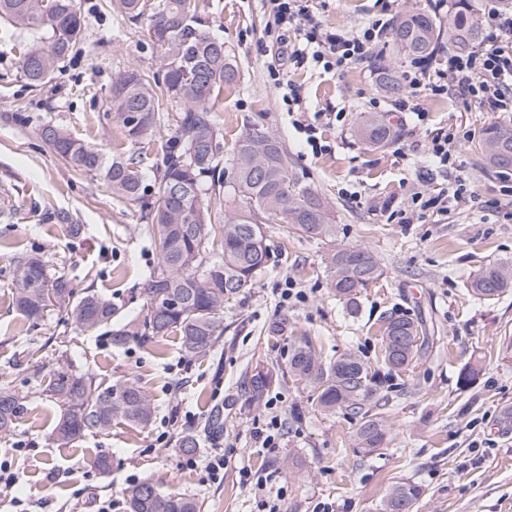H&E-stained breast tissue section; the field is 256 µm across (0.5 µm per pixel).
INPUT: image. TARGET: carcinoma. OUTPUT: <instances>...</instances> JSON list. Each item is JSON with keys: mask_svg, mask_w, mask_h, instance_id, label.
I'll return each mask as SVG.
<instances>
[{"mask_svg": "<svg viewBox=\"0 0 512 512\" xmlns=\"http://www.w3.org/2000/svg\"><path fill=\"white\" fill-rule=\"evenodd\" d=\"M197 2L110 0L115 12L145 25L163 79L138 68L117 70L110 89L109 122L133 145L150 143L162 124L174 123L159 168V203L147 213L149 230L160 246L157 265L145 281V315L113 330L112 346L117 348L137 338L159 340L173 333L186 355H211L224 335V304L250 287L271 258L266 221L279 215L301 238L336 237L329 207L313 188L292 179L288 156L275 137L262 169L261 149L255 145L258 131L241 134L230 158L235 180L224 185V130L213 112L224 91L236 88L239 68L224 42L208 34ZM476 3L451 0L445 25L424 10L404 12L393 20L386 43L393 54L414 60L430 57L444 42L452 50L469 51L481 35ZM0 20L34 36L20 64L24 77L35 85L49 79L82 38L83 20L72 0H0ZM376 78L388 94H400L389 66H378ZM166 103L175 104V113L164 108ZM356 135L367 145L383 147L397 133L389 115L370 112L360 119ZM42 136L73 170L103 177L118 197L143 198L141 153L109 157L57 125L44 126ZM478 147L490 166L512 169V126L489 125ZM324 263L336 297L350 313H358L357 294L382 275L377 259L364 248L341 247L327 253ZM10 276L13 304L29 320L37 321L67 301L73 323L84 333L111 323L116 315L112 300L89 288L75 297L72 281L51 276L42 256L18 258ZM510 289L512 267L506 264L490 265L472 281L480 299ZM421 332L420 325L407 318L387 320L382 341L389 370L397 372L413 362L424 345ZM288 374L311 384V404L318 410L360 416L355 434L360 452L370 455L386 447L387 422L366 409L375 392V374L359 356L346 353L327 361L312 337L297 336ZM276 380L274 367L254 370L247 382L249 401L261 402ZM44 392L60 407L52 439L64 448L89 434L109 431L116 421L146 427L155 414L152 398L132 379L112 381L60 368ZM21 409L22 397L1 386V434L14 429ZM125 495L127 512H200L198 502L162 491L156 479L126 489ZM423 496L422 485L400 481L385 495L383 512H414Z\"/></svg>", "mask_w": 512, "mask_h": 512, "instance_id": "obj_1", "label": "carcinoma"}]
</instances>
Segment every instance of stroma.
<instances>
[{
	"label": "stroma",
	"mask_w": 512,
	"mask_h": 512,
	"mask_svg": "<svg viewBox=\"0 0 512 512\" xmlns=\"http://www.w3.org/2000/svg\"><path fill=\"white\" fill-rule=\"evenodd\" d=\"M83 39L41 87H31L19 55L31 36L0 22V382L23 396L16 428L0 435V463L18 476V503L0 512H126L124 491L153 478L165 491L194 497L201 512H381L396 481L421 484L414 512H512V291L477 298L473 277L492 263L512 264V171L493 170L477 152L486 126H512V112H486L477 104L434 97L417 100V120L376 85L370 64L327 73L289 60L270 26L267 0H204L211 33L237 56L240 80L215 105L225 145L248 128L278 138L293 176L313 187L333 209L336 243L370 250L382 276L361 291L350 315L329 286L323 258L329 246L268 227L272 258L251 288L224 307V336L206 358L185 356L176 336L112 345V331L144 314L142 287L155 267L158 242L145 206L156 203L154 173L173 126L151 142L143 167V201L112 194L95 175L75 172L43 141L47 124L67 128L104 151L130 144L107 120L115 70L137 66L156 73V53L145 27L112 12L110 0H77ZM429 0H308L323 24L354 32L365 24L424 9ZM276 66L298 88L304 117L315 120L327 149L313 155L292 124L282 92L268 74ZM367 112L389 114L396 138L372 148L355 135ZM456 128L468 139L455 145L468 192L449 212H430L415 224L391 220L412 193L438 192L447 177L428 163L431 137ZM40 254L52 274L112 299L117 314L95 333L80 332L67 309L55 306L34 323L12 305L10 265ZM302 295L282 300L286 281ZM404 317L421 324L427 342L409 369L392 372L382 361V326ZM316 337L324 359L354 352L376 374L377 403L390 426V442L371 455L353 439L358 416L324 414L309 402L312 387L296 378L276 382L256 405L243 381L258 366L286 367L296 336ZM481 370L463 386L471 364ZM89 370L104 378L136 379L156 407L144 428L123 423L60 448L49 437L58 407L42 391L57 369ZM220 414L223 426L209 431ZM278 419L279 439L261 447L256 428ZM197 432L195 465H186L182 432ZM224 451V477L210 480L209 449ZM112 459L110 472L96 460ZM298 459L301 474L284 466ZM251 470L245 482L243 470Z\"/></svg>",
	"instance_id": "stroma-1"
}]
</instances>
